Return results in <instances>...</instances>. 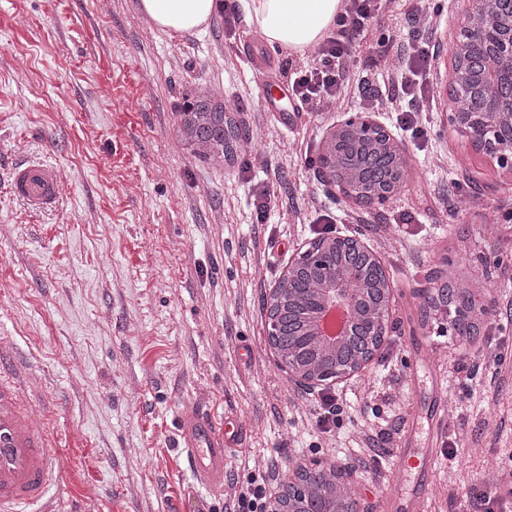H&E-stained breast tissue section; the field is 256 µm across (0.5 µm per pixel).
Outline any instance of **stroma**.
Instances as JSON below:
<instances>
[{
  "mask_svg": "<svg viewBox=\"0 0 512 512\" xmlns=\"http://www.w3.org/2000/svg\"><path fill=\"white\" fill-rule=\"evenodd\" d=\"M385 0L347 62L340 99L302 103L291 85L311 53L266 47L267 72L245 50V17L169 36L138 0H0V340L28 354L49 398L64 472L57 512H227L271 469L319 457L355 464L372 512H387L394 449L427 446L438 395L456 409L455 458L440 457L425 512H502L512 496V383L490 386L478 354L512 365V315L463 342L425 311L418 292L441 276L512 303V172L461 141L443 47L467 0ZM440 46L413 126L363 77L390 88L398 44ZM219 89L234 107L230 157L203 159L179 112ZM282 111L263 110L261 94ZM372 112L411 154L402 191L380 212L336 202L319 174L326 131ZM54 168L57 205L35 212L10 191L14 167ZM362 232L394 285L395 326L358 376L334 385L342 412L318 426L320 394L301 392L266 343L263 299L289 258L320 235ZM199 404L247 430L223 492L200 486L176 447L181 414ZM382 437L376 457L360 427ZM505 478L484 480L490 463Z\"/></svg>",
  "mask_w": 512,
  "mask_h": 512,
  "instance_id": "1",
  "label": "stroma"
}]
</instances>
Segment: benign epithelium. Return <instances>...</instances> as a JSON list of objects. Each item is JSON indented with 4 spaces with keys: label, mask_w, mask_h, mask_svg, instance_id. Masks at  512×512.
Segmentation results:
<instances>
[{
    "label": "benign epithelium",
    "mask_w": 512,
    "mask_h": 512,
    "mask_svg": "<svg viewBox=\"0 0 512 512\" xmlns=\"http://www.w3.org/2000/svg\"><path fill=\"white\" fill-rule=\"evenodd\" d=\"M460 37L450 48V82L470 91V112L448 113L467 146L512 171V0H469ZM409 150L369 112H355L330 128L322 142V182L338 200L372 212L402 187ZM421 304L446 317L455 333L475 340L478 323L497 313L493 297L475 298L466 288H425ZM392 283L385 265L361 236L325 235L304 243L266 294L267 343L282 371L311 393L364 370L392 333ZM335 314L340 336L319 345L320 321ZM298 343L277 341L283 320ZM355 465L318 460L285 477L269 495L266 512H369L338 490Z\"/></svg>",
    "instance_id": "1"
}]
</instances>
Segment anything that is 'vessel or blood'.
Listing matches in <instances>:
<instances>
[{
  "label": "vessel or blood",
  "mask_w": 512,
  "mask_h": 512,
  "mask_svg": "<svg viewBox=\"0 0 512 512\" xmlns=\"http://www.w3.org/2000/svg\"><path fill=\"white\" fill-rule=\"evenodd\" d=\"M14 193L35 209L53 206L58 198L54 169L40 163L19 165L13 178ZM30 365L14 346L0 343V512H56L49 495L62 465L46 430L30 414L33 405L44 404ZM448 420V403L440 401L431 442L424 453L401 455V471L431 468L442 450ZM179 444L196 480L220 489L228 460L242 447L243 435L228 419L211 412L189 409L181 417Z\"/></svg>",
  "instance_id": "1"
}]
</instances>
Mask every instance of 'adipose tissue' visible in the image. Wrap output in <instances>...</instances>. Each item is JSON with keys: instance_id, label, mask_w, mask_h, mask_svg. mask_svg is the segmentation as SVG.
Masks as SVG:
<instances>
[{"instance_id": "adipose-tissue-1", "label": "adipose tissue", "mask_w": 512, "mask_h": 512, "mask_svg": "<svg viewBox=\"0 0 512 512\" xmlns=\"http://www.w3.org/2000/svg\"><path fill=\"white\" fill-rule=\"evenodd\" d=\"M218 0H139L138 10L153 26L169 34H191L207 27ZM344 0H248L246 19L270 45L303 54L337 26Z\"/></svg>"}]
</instances>
